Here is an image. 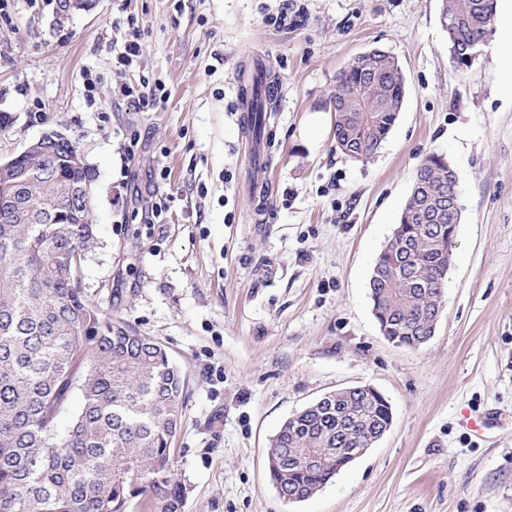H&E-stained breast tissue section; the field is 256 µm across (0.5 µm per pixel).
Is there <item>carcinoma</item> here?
Returning a JSON list of instances; mask_svg holds the SVG:
<instances>
[{
  "instance_id": "1",
  "label": "carcinoma",
  "mask_w": 512,
  "mask_h": 512,
  "mask_svg": "<svg viewBox=\"0 0 512 512\" xmlns=\"http://www.w3.org/2000/svg\"><path fill=\"white\" fill-rule=\"evenodd\" d=\"M456 23L448 41L483 39L497 0H441ZM380 73L364 105L347 100ZM263 74L253 77V132L261 136ZM396 57L377 49L374 67L351 60L330 101L336 149L351 159L374 155L394 127L403 100ZM73 142L15 160L14 182L0 200L24 205L0 216V512H181L170 478L186 377L160 342L100 313L83 293L77 267L95 245L92 205L81 187L91 169L74 163ZM449 162L429 154L426 183L407 209L448 193ZM397 236L378 254L368 281L372 313L389 342L408 347L433 336L434 312L448 284V221L421 224L401 212ZM82 405L56 431L70 393ZM392 412L382 394L314 402L288 418L267 457L280 496L306 500L350 463L360 438Z\"/></svg>"
}]
</instances>
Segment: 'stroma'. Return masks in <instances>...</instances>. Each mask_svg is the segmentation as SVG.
Masks as SVG:
<instances>
[{
	"label": "stroma",
	"mask_w": 512,
	"mask_h": 512,
	"mask_svg": "<svg viewBox=\"0 0 512 512\" xmlns=\"http://www.w3.org/2000/svg\"><path fill=\"white\" fill-rule=\"evenodd\" d=\"M94 0L56 25L59 0H0V159L58 130L84 151L96 246L80 278L104 315L162 343L186 375L171 444L182 512H512V80L483 49L458 69L439 0ZM141 53H116L131 31ZM406 76L382 148L352 160L302 130L331 113L357 55ZM277 76L254 154L237 92L255 63ZM146 78L158 111L116 97ZM431 153L459 176L457 227L434 336L397 347L368 279ZM168 198L157 223L143 213ZM370 385L386 434L313 497L284 500L267 449L323 394Z\"/></svg>",
	"instance_id": "1"
}]
</instances>
